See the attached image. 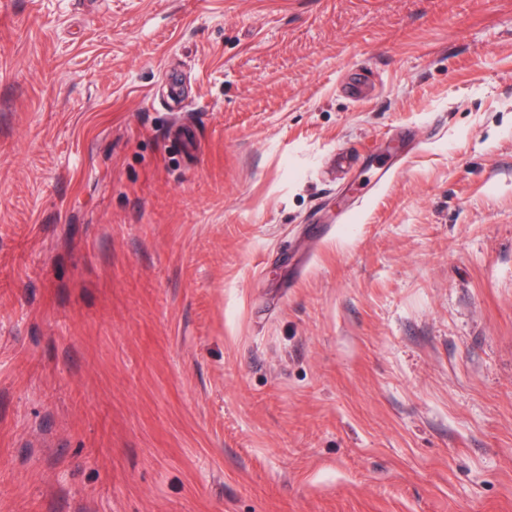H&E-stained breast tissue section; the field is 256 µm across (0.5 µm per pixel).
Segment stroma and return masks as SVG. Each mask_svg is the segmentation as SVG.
I'll use <instances>...</instances> for the list:
<instances>
[{
  "label": "stroma",
  "mask_w": 512,
  "mask_h": 512,
  "mask_svg": "<svg viewBox=\"0 0 512 512\" xmlns=\"http://www.w3.org/2000/svg\"><path fill=\"white\" fill-rule=\"evenodd\" d=\"M0 512H512V0H0Z\"/></svg>",
  "instance_id": "obj_1"
}]
</instances>
